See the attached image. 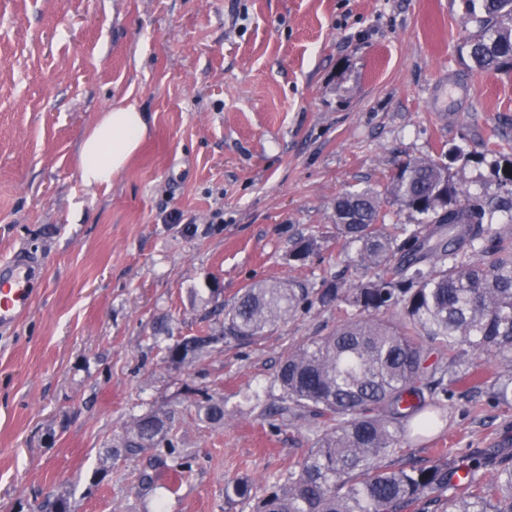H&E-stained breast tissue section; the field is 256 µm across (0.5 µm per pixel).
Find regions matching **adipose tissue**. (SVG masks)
Returning <instances> with one entry per match:
<instances>
[{
	"label": "adipose tissue",
	"instance_id": "ef3b65f1",
	"mask_svg": "<svg viewBox=\"0 0 512 512\" xmlns=\"http://www.w3.org/2000/svg\"><path fill=\"white\" fill-rule=\"evenodd\" d=\"M148 130V116L137 105H112L80 144L83 183L89 187L111 183L126 168Z\"/></svg>",
	"mask_w": 512,
	"mask_h": 512
}]
</instances>
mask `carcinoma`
<instances>
[{
    "mask_svg": "<svg viewBox=\"0 0 512 512\" xmlns=\"http://www.w3.org/2000/svg\"><path fill=\"white\" fill-rule=\"evenodd\" d=\"M486 16L466 41L485 72L512 67V0H484ZM422 216L390 232L384 207ZM336 226L355 247L359 274L344 288L317 291L298 282L263 280L246 286L224 314V338L253 341L267 328L318 304L354 309L331 334L288 351L275 376L288 405L327 421L314 448L260 496L253 484L224 487L228 500L254 501L253 512H512V463L469 448L433 464L391 468L413 432L437 418L423 411L457 389L484 387L496 402L512 396V373L478 381L483 357L512 361V232L494 224L512 212V191L490 202L460 191L448 165L419 158L392 175L386 194L350 191L336 199ZM400 308L396 321L380 317ZM219 338L191 336L168 348L173 363L205 352ZM442 357L430 361L433 351ZM198 414L224 420V400L207 398ZM124 447L172 448L169 417L135 416Z\"/></svg>",
    "mask_w": 512,
    "mask_h": 512,
    "instance_id": "carcinoma-1",
    "label": "carcinoma"
}]
</instances>
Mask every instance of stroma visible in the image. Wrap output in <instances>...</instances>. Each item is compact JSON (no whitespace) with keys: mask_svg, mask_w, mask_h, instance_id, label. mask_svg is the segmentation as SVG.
Masks as SVG:
<instances>
[{"mask_svg":"<svg viewBox=\"0 0 512 512\" xmlns=\"http://www.w3.org/2000/svg\"><path fill=\"white\" fill-rule=\"evenodd\" d=\"M482 15V0H0V261L43 262L0 330V512L60 496L70 512H252L225 483L260 493L296 468L322 420L285 411L274 377L342 315L316 306L238 342L224 307L263 279L353 280L334 202L385 191L407 160L505 194L493 164L512 157V69L473 71ZM120 101L150 132L111 186L86 187L79 145ZM301 238L317 244L302 264ZM186 336L216 342L168 362ZM209 395L223 423L199 419ZM150 410L192 462L181 480L155 449L121 448ZM433 413L392 464L512 455L498 446L512 403L460 389Z\"/></svg>","mask_w":512,"mask_h":512,"instance_id":"1","label":"stroma"}]
</instances>
